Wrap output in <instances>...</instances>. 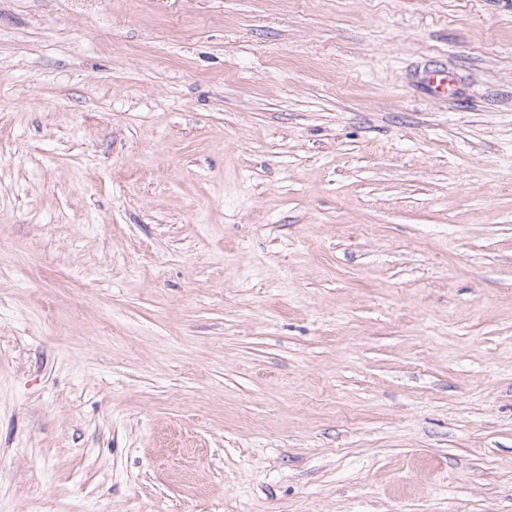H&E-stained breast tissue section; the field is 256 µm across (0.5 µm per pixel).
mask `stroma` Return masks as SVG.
Segmentation results:
<instances>
[{
	"instance_id": "obj_1",
	"label": "stroma",
	"mask_w": 512,
	"mask_h": 512,
	"mask_svg": "<svg viewBox=\"0 0 512 512\" xmlns=\"http://www.w3.org/2000/svg\"><path fill=\"white\" fill-rule=\"evenodd\" d=\"M0 512H512V0H0Z\"/></svg>"
}]
</instances>
